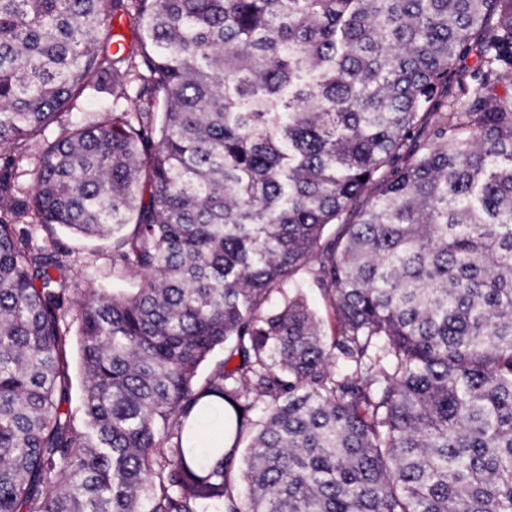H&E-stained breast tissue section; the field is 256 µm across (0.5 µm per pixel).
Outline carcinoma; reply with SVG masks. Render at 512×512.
<instances>
[{"label":"carcinoma","instance_id":"cac0c4a2","mask_svg":"<svg viewBox=\"0 0 512 512\" xmlns=\"http://www.w3.org/2000/svg\"><path fill=\"white\" fill-rule=\"evenodd\" d=\"M511 79L512 0H0V512H512ZM18 167V189L19 196L25 197L31 191L34 172L37 167V159L32 150L15 152ZM72 265L70 285L75 306L89 285L112 292V288H141L145 280L140 275L123 272L112 266V240L86 239L57 230L53 236ZM288 294L302 296L309 307L315 311L326 339L330 340L334 337L336 322L329 291L311 288L307 284H302L299 288H292L287 283L280 292L272 293L268 306L270 308L279 307L288 298ZM78 337V323H73L66 337L64 349L65 363L72 379L71 397L73 411L78 410L83 381Z\"/></svg>","mask_w":512,"mask_h":512}]
</instances>
